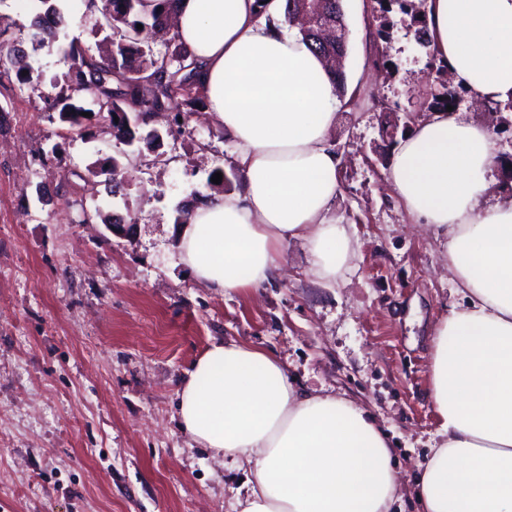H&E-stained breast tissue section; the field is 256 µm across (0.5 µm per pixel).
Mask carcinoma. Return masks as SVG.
Instances as JSON below:
<instances>
[{
	"label": "carcinoma",
	"mask_w": 512,
	"mask_h": 512,
	"mask_svg": "<svg viewBox=\"0 0 512 512\" xmlns=\"http://www.w3.org/2000/svg\"><path fill=\"white\" fill-rule=\"evenodd\" d=\"M43 11L31 23L30 41L43 45L54 41L58 30L65 24L54 0H40ZM112 13L99 24L95 34L103 35L102 42L109 45L108 53L97 59L86 56L74 39L63 51V62L67 71L63 84L55 97L38 91L36 97L45 103L48 120L54 119L72 128L83 129L87 111L84 103L89 101L98 114L109 119L112 134L120 144L130 145L137 138L149 146L159 140L156 131L150 130L138 137L131 126V119L146 118L155 112L168 110L172 98L178 92L193 87L202 90L197 80L195 62L182 47L177 46L170 56L157 55L151 42L157 37L171 35L169 11L173 0H110ZM311 3L323 13L336 19V10L329 0H285V17L290 26L299 30L303 40L315 53L324 55L336 52V43L331 48L314 44L305 28L306 17L301 8ZM142 28H137V25ZM13 60L9 44L0 42V78L15 77V82L30 88V78L21 71H11L7 62Z\"/></svg>",
	"instance_id": "cac0c4a2"
}]
</instances>
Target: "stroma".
I'll return each mask as SVG.
<instances>
[{
  "label": "stroma",
  "instance_id": "35a3bbf8",
  "mask_svg": "<svg viewBox=\"0 0 512 512\" xmlns=\"http://www.w3.org/2000/svg\"><path fill=\"white\" fill-rule=\"evenodd\" d=\"M92 12L66 7L56 44L28 39L37 0H0V39L21 48L44 95L65 66L59 45L98 55ZM348 53L330 143L340 160L335 214L351 240L331 285L289 242L275 283L226 295L197 281L179 257L183 224L215 170L243 189L235 145L201 108L173 129L149 127L161 147L116 143L108 121L84 131L49 122L42 98L0 80V512H233L246 476L181 427L177 390L215 342L264 348L299 389L361 407L385 433L399 485L391 512H415L413 489L441 438L429 390L433 328L466 298L437 229L417 223L388 180L393 151L441 86L411 25L427 0H343ZM456 114L490 130L512 156V110ZM125 195L92 175L112 156ZM132 211L131 237L101 217Z\"/></svg>",
  "mask_w": 512,
  "mask_h": 512
}]
</instances>
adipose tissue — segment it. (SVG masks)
Segmentation results:
<instances>
[{
  "label": "adipose tissue",
  "instance_id": "1",
  "mask_svg": "<svg viewBox=\"0 0 512 512\" xmlns=\"http://www.w3.org/2000/svg\"><path fill=\"white\" fill-rule=\"evenodd\" d=\"M175 33L200 65L208 108L234 138L244 190L204 196L180 238L182 262L226 294L271 284L289 241L335 282L350 241L334 215L340 104L325 62L283 19V0H176ZM438 62L481 103L512 102V0H429ZM489 130L432 113L401 141L388 180L433 225L468 295L434 329L431 398L441 421L416 484L417 512H512V198L488 201ZM202 447L248 467L237 512H389L391 450L353 402L301 392L272 353L212 344L178 390Z\"/></svg>",
  "mask_w": 512,
  "mask_h": 512
}]
</instances>
